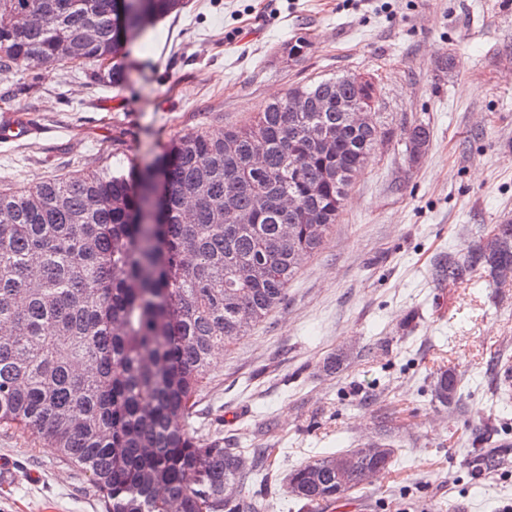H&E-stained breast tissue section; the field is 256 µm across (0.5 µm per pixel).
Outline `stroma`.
Here are the masks:
<instances>
[{"label":"stroma","mask_w":512,"mask_h":512,"mask_svg":"<svg viewBox=\"0 0 512 512\" xmlns=\"http://www.w3.org/2000/svg\"><path fill=\"white\" fill-rule=\"evenodd\" d=\"M304 40V58L289 47ZM0 75V188L82 170L122 171L173 139L241 125L298 83L346 73L375 80L382 141L356 175L318 254L282 306L212 362L194 426L228 448H272L257 502L300 512L288 474L380 437L390 470L320 512H494L512 504V282L485 269L436 282L444 254L512 220V0H187L121 59ZM430 131L417 162L407 133ZM345 353L340 373L328 357ZM463 396L443 408L439 371ZM0 512H105L89 474L30 433L0 427ZM460 389L461 380L446 369L437 374L432 388V396L441 406L450 408L462 398Z\"/></svg>","instance_id":"35a3bbf8"}]
</instances>
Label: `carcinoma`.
I'll return each mask as SVG.
<instances>
[{"instance_id": "cac0c4a2", "label": "carcinoma", "mask_w": 512, "mask_h": 512, "mask_svg": "<svg viewBox=\"0 0 512 512\" xmlns=\"http://www.w3.org/2000/svg\"><path fill=\"white\" fill-rule=\"evenodd\" d=\"M186 0H0V73L37 57L112 62L129 37ZM345 77L295 87L248 123L185 135L125 173L82 172L33 187L0 189V425L22 429L89 472L105 512H239L252 470L241 448L191 425L215 351L249 335L280 307L303 260L324 245L343 209L336 171L357 174L380 140L353 128L342 102L376 95ZM338 132L305 141L289 100ZM429 141L418 124L407 151ZM301 209L288 210V193ZM247 218L228 223V211ZM497 245L478 243L437 262L436 278L465 284L478 267L493 281L512 269V222ZM461 380L437 374L433 398L457 404ZM358 448L321 455L288 475L306 509L359 488L388 469ZM350 457L337 488L332 461Z\"/></svg>"}]
</instances>
